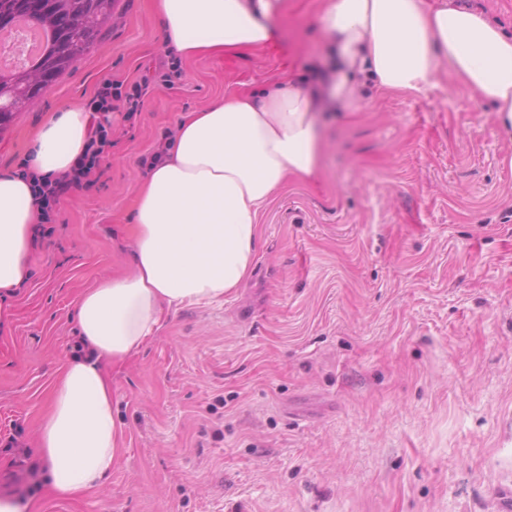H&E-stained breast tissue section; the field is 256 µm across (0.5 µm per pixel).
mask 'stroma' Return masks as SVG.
<instances>
[{
    "label": "stroma",
    "instance_id": "stroma-1",
    "mask_svg": "<svg viewBox=\"0 0 512 512\" xmlns=\"http://www.w3.org/2000/svg\"><path fill=\"white\" fill-rule=\"evenodd\" d=\"M319 0H282L273 42L182 58L112 145L89 189L0 293V497L34 512H512V140L486 102L440 85L325 111L319 174L263 211L254 272L223 303L185 307L111 370L121 459L95 492L54 498L38 428L77 298L120 273L137 185L180 117L282 74L318 81ZM109 34L0 127L22 170L52 112L89 109L165 52L154 0H115ZM17 439L24 454L9 450Z\"/></svg>",
    "mask_w": 512,
    "mask_h": 512
}]
</instances>
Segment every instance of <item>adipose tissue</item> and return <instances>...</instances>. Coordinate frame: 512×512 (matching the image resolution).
Listing matches in <instances>:
<instances>
[{"mask_svg": "<svg viewBox=\"0 0 512 512\" xmlns=\"http://www.w3.org/2000/svg\"><path fill=\"white\" fill-rule=\"evenodd\" d=\"M278 0H156L162 42L186 57L268 45ZM329 40L323 89L285 76L185 113L135 192L128 269L81 295V353L66 355L40 424L45 482L59 498L96 490L120 460L124 430L109 368L127 362L186 306L222 302L249 277L263 210L289 178L318 172L320 113L357 112L363 85L425 95L448 74L489 102L512 138V33L461 0H321ZM85 112L53 113L25 170L0 172V290L28 277L33 177L67 170L90 132Z\"/></svg>", "mask_w": 512, "mask_h": 512, "instance_id": "ef3b65f1", "label": "adipose tissue"}]
</instances>
